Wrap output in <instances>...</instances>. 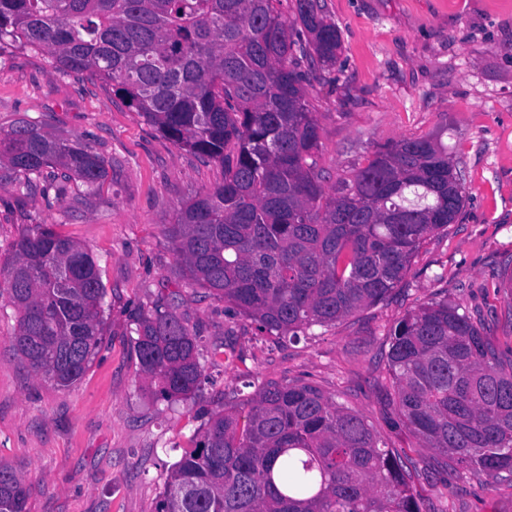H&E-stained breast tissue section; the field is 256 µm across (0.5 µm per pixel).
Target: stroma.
Listing matches in <instances>:
<instances>
[{
  "label": "stroma",
  "mask_w": 512,
  "mask_h": 512,
  "mask_svg": "<svg viewBox=\"0 0 512 512\" xmlns=\"http://www.w3.org/2000/svg\"><path fill=\"white\" fill-rule=\"evenodd\" d=\"M321 3L342 40L333 71L307 89L326 187L380 144L437 134L462 171L466 202L387 301L295 340L258 331L182 275L164 227L186 200L223 182L221 165L161 136L110 85L53 73L48 53H0V128L43 122L91 145L109 171L70 206L19 195L0 168V259L49 224L91 250L106 288L100 346L69 387L40 380L15 353L14 312L0 296V463L23 477L28 512H155L206 414L249 395L247 372L312 384L364 416L415 465L423 512H512V479L481 486L465 470L437 468L436 452L383 402L389 331L414 305L448 299L512 358V0ZM169 301L202 350L228 345L238 356L205 360L199 390L172 404L152 398L130 334L140 311Z\"/></svg>",
  "instance_id": "stroma-1"
}]
</instances>
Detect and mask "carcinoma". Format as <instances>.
<instances>
[{
    "label": "carcinoma",
    "instance_id": "carcinoma-1",
    "mask_svg": "<svg viewBox=\"0 0 512 512\" xmlns=\"http://www.w3.org/2000/svg\"><path fill=\"white\" fill-rule=\"evenodd\" d=\"M0 0V46L44 50L54 71L112 88L163 137L224 167L188 199L167 235L192 283L274 336L295 338L385 301L432 234L456 220L465 189L433 135L377 148L326 189L319 125L306 100L341 43L320 0ZM23 194L61 199L108 178L89 144L35 122L0 129V165ZM17 313L14 350L61 386L100 344L105 287L81 244L38 224L0 263ZM155 399L183 400L202 376L197 335L159 304L133 319ZM397 415L437 465L480 484L512 475V362L448 300L408 312L386 355ZM169 471L156 512H422L412 461L361 415L308 383L262 382L208 416ZM27 490L0 463V512Z\"/></svg>",
    "mask_w": 512,
    "mask_h": 512
}]
</instances>
